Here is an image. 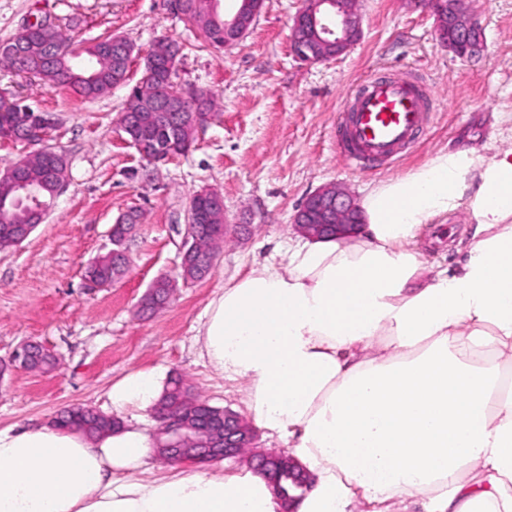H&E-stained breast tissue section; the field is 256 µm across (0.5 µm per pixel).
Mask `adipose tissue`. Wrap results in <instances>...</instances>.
<instances>
[{
  "mask_svg": "<svg viewBox=\"0 0 512 512\" xmlns=\"http://www.w3.org/2000/svg\"><path fill=\"white\" fill-rule=\"evenodd\" d=\"M363 226L297 239L225 284L201 358L313 477L297 512H512V149L442 151L371 187ZM472 222L454 265L412 241ZM154 370L112 384L121 428H0V512H280L262 475L170 467L154 477ZM470 220V216L465 211L459 210L424 225L416 238V247L421 254V260L428 265L449 264L454 255V246L463 236ZM448 224H453L455 227L452 237L448 238L447 229L446 234H442L443 238L435 237L441 236L439 229Z\"/></svg>",
  "mask_w": 512,
  "mask_h": 512,
  "instance_id": "obj_1",
  "label": "adipose tissue"
}]
</instances>
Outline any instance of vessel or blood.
Segmentation results:
<instances>
[{
	"mask_svg": "<svg viewBox=\"0 0 512 512\" xmlns=\"http://www.w3.org/2000/svg\"><path fill=\"white\" fill-rule=\"evenodd\" d=\"M425 99L411 76L367 75L336 122V143L347 162L367 168L399 159L426 130Z\"/></svg>",
	"mask_w": 512,
	"mask_h": 512,
	"instance_id": "b4317fda",
	"label": "vessel or blood"
}]
</instances>
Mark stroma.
<instances>
[{
	"label": "stroma",
	"mask_w": 512,
	"mask_h": 512,
	"mask_svg": "<svg viewBox=\"0 0 512 512\" xmlns=\"http://www.w3.org/2000/svg\"><path fill=\"white\" fill-rule=\"evenodd\" d=\"M301 6L265 0L254 28L217 51L167 0H0V43L28 19L48 15L77 49L117 33L138 53L128 84L93 100L0 66V95L46 115L45 144L68 161L66 187L45 221L0 251V363L25 340L44 343L57 359L49 372L18 367L0 378V427L40 424L76 405L108 413L110 386L150 369L165 379L182 376L211 405L247 417L241 383L200 359L195 328L225 283L294 240L293 217L305 198L334 185L362 199L380 181L465 144L483 147L487 158L512 148V0H468L486 43L472 61L439 43L420 0H358L362 38L339 58L305 65L290 39ZM162 40L183 48L176 83L209 91L219 115L196 131L186 154L151 163L127 142L119 118L143 77V55ZM374 71L419 75L429 90V122L397 163L359 170L336 146V119ZM204 188L221 193L228 224L251 229L228 234L210 275L192 282L181 277V248L190 199ZM130 210L141 221L127 244L128 270L112 286L89 288L86 265L111 249L112 226ZM469 222L459 210L424 225L416 238L422 261L449 264ZM160 276L176 284L169 303L137 316Z\"/></svg>",
	"instance_id": "obj_1"
}]
</instances>
